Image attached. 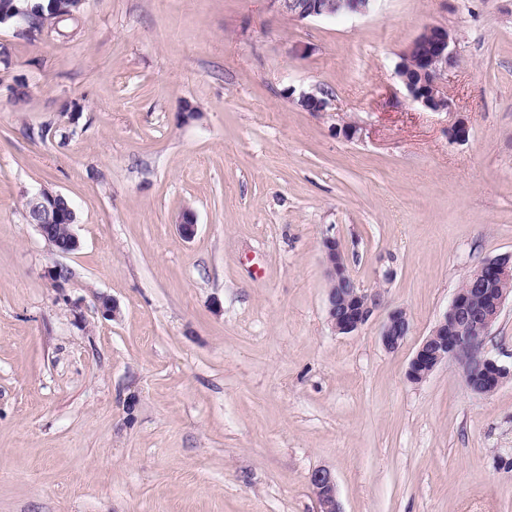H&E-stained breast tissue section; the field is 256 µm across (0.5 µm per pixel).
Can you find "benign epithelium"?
<instances>
[{"instance_id": "obj_1", "label": "benign epithelium", "mask_w": 512, "mask_h": 512, "mask_svg": "<svg viewBox=\"0 0 512 512\" xmlns=\"http://www.w3.org/2000/svg\"><path fill=\"white\" fill-rule=\"evenodd\" d=\"M271 7L289 17L303 21L317 18H330L339 15L338 4L342 0H269ZM11 23L17 31L34 33L43 31L36 18L24 10L0 6V24ZM404 56L412 64L418 78L408 77L402 67L396 68V76L407 96L415 103L434 112L448 109L442 81L451 70L449 61L457 58L455 39L447 27L429 25L407 48ZM298 105L308 112H324L328 106L323 91H302ZM27 211L30 223L39 234L51 244L57 253L69 254L79 247L74 231L77 217L70 202L60 193L41 188L28 197ZM53 224H66L69 227L70 242L59 245L52 239L49 229ZM323 262L328 280L340 282L348 277L347 259L339 241L330 233L322 238ZM490 299L477 312L469 310L463 293H454L447 312L454 317L459 335H448V322L441 317L431 333L418 346L406 370V379L412 384L425 382L442 364L455 361L462 368L468 390L475 395L485 394L480 376L494 377L496 386L512 379V366L491 357L486 351L487 340L493 324L499 317L507 297L491 294L484 287V281L476 280ZM383 304L382 293L377 288H361L349 302L339 293L327 295L326 313L331 329L338 334H352L364 326ZM410 331V319L406 310L394 308L380 331V341L389 352L399 350ZM313 492L319 503V512H341L336 496V477L327 469H318L310 478Z\"/></svg>"}]
</instances>
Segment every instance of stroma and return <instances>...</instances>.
<instances>
[{"mask_svg":"<svg viewBox=\"0 0 512 512\" xmlns=\"http://www.w3.org/2000/svg\"><path fill=\"white\" fill-rule=\"evenodd\" d=\"M430 24L460 60L441 112L396 76ZM316 87L327 110H303ZM40 188L75 208L76 251L28 224ZM327 232L383 291L351 335L327 323ZM503 256L512 0L304 21L267 0H87L57 32L1 24L0 512H317L320 468L342 512H512V381L472 394L454 361L406 379ZM396 307L411 327L389 352ZM410 331V319L403 308H394L387 314V318L380 331V341L389 352L399 350L405 343Z\"/></svg>","mask_w":512,"mask_h":512,"instance_id":"1","label":"stroma"}]
</instances>
